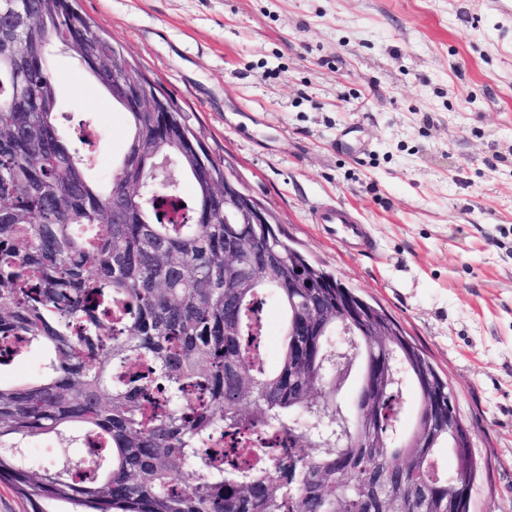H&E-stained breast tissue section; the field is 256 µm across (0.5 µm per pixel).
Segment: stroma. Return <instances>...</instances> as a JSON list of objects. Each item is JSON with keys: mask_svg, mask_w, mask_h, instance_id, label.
Instances as JSON below:
<instances>
[{"mask_svg": "<svg viewBox=\"0 0 512 512\" xmlns=\"http://www.w3.org/2000/svg\"><path fill=\"white\" fill-rule=\"evenodd\" d=\"M163 87L289 245L390 313L448 381L512 512V0H78ZM64 135L108 182L127 122L56 51ZM376 240L350 254L315 211Z\"/></svg>", "mask_w": 512, "mask_h": 512, "instance_id": "stroma-1", "label": "stroma"}]
</instances>
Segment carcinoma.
Here are the masks:
<instances>
[{"mask_svg": "<svg viewBox=\"0 0 512 512\" xmlns=\"http://www.w3.org/2000/svg\"><path fill=\"white\" fill-rule=\"evenodd\" d=\"M72 49L115 107L129 139L106 185L88 154L57 125L49 48ZM120 47L93 28L76 0H0V343L42 356L35 375L0 377V481L32 512H470L454 484L473 489V448L438 429L448 381L394 321L280 238L272 224L224 223V162L178 112H142L112 93ZM170 157L190 178V218L163 221L176 184L150 180ZM237 247L224 257V244ZM265 263L257 281L240 267ZM303 270L309 288L290 287ZM276 300L283 339L276 368L248 355L254 304ZM361 310L346 336L359 345L344 383L370 408L336 401L330 340L336 300ZM415 407L407 427L404 393ZM266 429L290 443L288 464L252 468L217 436ZM61 451L96 442L62 465H42L30 443ZM454 470L437 476L441 450Z\"/></svg>", "mask_w": 512, "mask_h": 512, "instance_id": "carcinoma-1", "label": "carcinoma"}]
</instances>
